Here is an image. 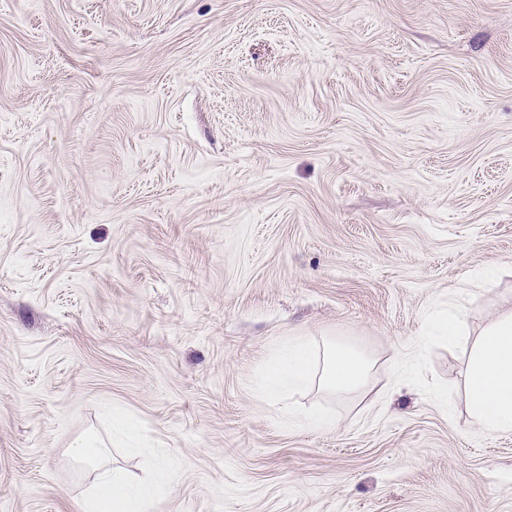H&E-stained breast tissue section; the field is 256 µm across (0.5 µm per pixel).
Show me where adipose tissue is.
Returning <instances> with one entry per match:
<instances>
[{
	"instance_id": "1",
	"label": "adipose tissue",
	"mask_w": 512,
	"mask_h": 512,
	"mask_svg": "<svg viewBox=\"0 0 512 512\" xmlns=\"http://www.w3.org/2000/svg\"><path fill=\"white\" fill-rule=\"evenodd\" d=\"M375 363L352 346L333 339L302 336L289 341L266 364L262 395L280 401L301 387L336 397L362 392ZM471 416L484 429L512 430V313L488 323L475 340L466 374ZM75 459L91 465L94 479L88 512H152L151 485L134 487L113 466L109 449L81 439L72 446Z\"/></svg>"
}]
</instances>
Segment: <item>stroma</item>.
I'll use <instances>...</instances> for the list:
<instances>
[{
  "mask_svg": "<svg viewBox=\"0 0 512 512\" xmlns=\"http://www.w3.org/2000/svg\"><path fill=\"white\" fill-rule=\"evenodd\" d=\"M511 311L512 0H0V512H84L88 436L154 512H512ZM336 334L369 385L284 422ZM466 321L459 313H440L429 321L426 336H440L448 340L455 336H466ZM477 336L465 374L471 416L484 429L512 430V313ZM375 362L352 346L324 338L319 345L311 337L290 340L266 364L261 394L279 402L286 392L303 386L336 397L362 392Z\"/></svg>",
  "mask_w": 512,
  "mask_h": 512,
  "instance_id": "1",
  "label": "stroma"
}]
</instances>
